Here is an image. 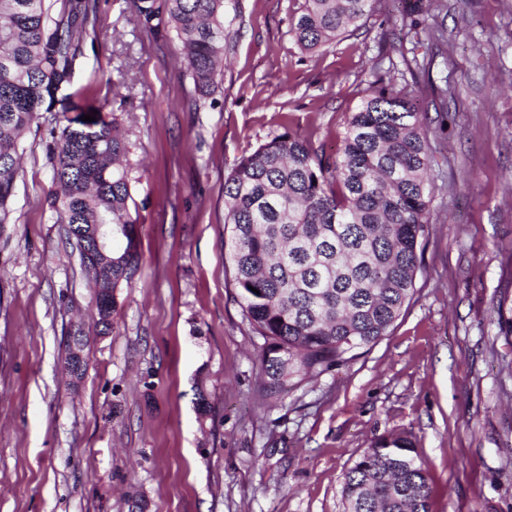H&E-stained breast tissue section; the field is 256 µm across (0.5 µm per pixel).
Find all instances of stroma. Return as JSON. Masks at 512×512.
Here are the masks:
<instances>
[{
	"label": "stroma",
	"instance_id": "35a3bbf8",
	"mask_svg": "<svg viewBox=\"0 0 512 512\" xmlns=\"http://www.w3.org/2000/svg\"><path fill=\"white\" fill-rule=\"evenodd\" d=\"M305 0H224L231 39L198 99L174 36L97 0L73 84L127 133L138 268L109 334L46 198L47 121L27 133L0 231V512H343L345 472L378 436L412 435L431 512H512V0H373L307 52ZM446 31L430 50L415 25ZM436 189L417 292L388 336L274 400L264 340L224 258V181L286 131L335 155L373 88L429 99ZM86 336L88 369L62 355Z\"/></svg>",
	"mask_w": 512,
	"mask_h": 512
}]
</instances>
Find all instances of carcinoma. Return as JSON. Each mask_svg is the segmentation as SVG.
<instances>
[{"label":"carcinoma","instance_id":"cac0c4a2","mask_svg":"<svg viewBox=\"0 0 512 512\" xmlns=\"http://www.w3.org/2000/svg\"><path fill=\"white\" fill-rule=\"evenodd\" d=\"M372 0H306L292 32L312 51L367 18ZM154 35L170 31L198 93L224 68V0H132ZM94 0H0V229L10 223L17 149L43 113L48 129L49 208L55 222L90 231L114 225L125 241L112 264L87 271L92 317L104 324L105 291L137 269L128 142L115 118L71 88L77 56L95 27ZM61 108H56V105ZM97 111L95 120H82ZM427 113L380 87L351 113L336 158L299 132H285L244 157L224 181V255L245 317L264 339L262 395L319 376L390 332L416 292L417 248L428 233L434 154ZM257 292H252V289ZM496 311L512 340V307ZM344 512H431L429 472L412 436L390 433L345 472Z\"/></svg>","mask_w":512,"mask_h":512}]
</instances>
